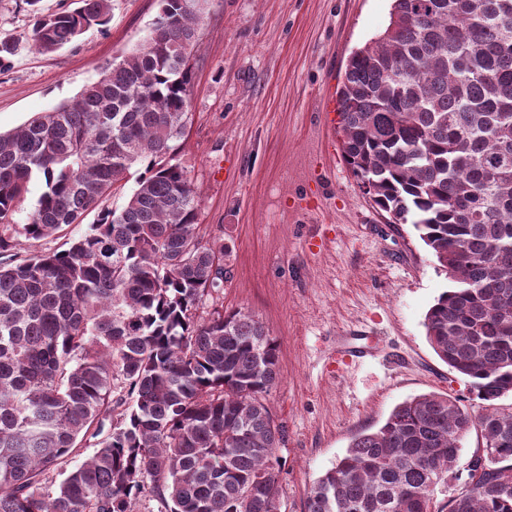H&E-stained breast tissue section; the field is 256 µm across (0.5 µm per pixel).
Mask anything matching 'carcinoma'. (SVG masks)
<instances>
[{
  "label": "carcinoma",
  "instance_id": "obj_1",
  "mask_svg": "<svg viewBox=\"0 0 512 512\" xmlns=\"http://www.w3.org/2000/svg\"><path fill=\"white\" fill-rule=\"evenodd\" d=\"M111 0L36 14L53 53L103 25ZM205 0H161L149 39L73 100L0 133V255L85 223L67 248L0 262V512H270L284 431L265 404L279 350L254 315L224 312V237L199 224L177 162ZM345 160L379 209L409 222L449 279L426 338L485 412L422 394L310 488L306 512H512V0H393L349 57ZM120 209L104 202L130 178ZM43 191L14 220L30 182ZM485 463L462 474L461 441ZM94 455L67 469L81 442ZM61 476L49 492L50 475Z\"/></svg>",
  "mask_w": 512,
  "mask_h": 512
}]
</instances>
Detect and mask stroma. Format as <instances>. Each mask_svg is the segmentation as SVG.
<instances>
[{"instance_id": "obj_1", "label": "stroma", "mask_w": 512, "mask_h": 512, "mask_svg": "<svg viewBox=\"0 0 512 512\" xmlns=\"http://www.w3.org/2000/svg\"><path fill=\"white\" fill-rule=\"evenodd\" d=\"M78 0H0V132L69 100L147 37L160 0H112L104 26L37 51L35 11ZM392 0H207L178 160L200 193L199 221L224 237L225 310L245 308L279 343L266 404L282 422L280 512H305L313 482L358 433L425 393L485 406L427 341V310L448 279L410 224L393 223L342 155L337 89L356 50L388 26ZM383 341L360 366L336 362L351 327Z\"/></svg>"}]
</instances>
